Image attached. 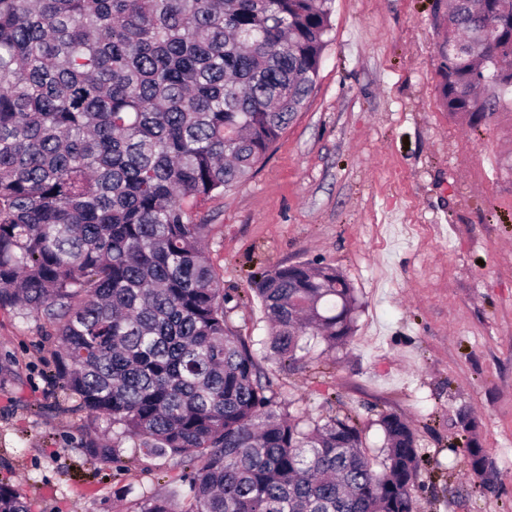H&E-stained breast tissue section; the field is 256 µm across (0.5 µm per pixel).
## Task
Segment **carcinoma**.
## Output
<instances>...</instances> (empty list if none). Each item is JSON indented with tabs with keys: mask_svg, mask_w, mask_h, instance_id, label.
I'll return each instance as SVG.
<instances>
[{
	"mask_svg": "<svg viewBox=\"0 0 512 512\" xmlns=\"http://www.w3.org/2000/svg\"><path fill=\"white\" fill-rule=\"evenodd\" d=\"M332 2L0 0V310L51 328L90 465H119L131 439L180 468L139 512H415L413 426L381 414L373 457L352 418L289 414L228 323L195 214L304 107ZM437 2L442 105L476 127L512 97L491 84L512 59V0ZM253 291L284 369L308 340L330 352L355 332L358 298L332 265H281ZM465 452L492 483L479 444ZM0 512H28L2 481Z\"/></svg>",
	"mask_w": 512,
	"mask_h": 512,
	"instance_id": "carcinoma-1",
	"label": "carcinoma"
}]
</instances>
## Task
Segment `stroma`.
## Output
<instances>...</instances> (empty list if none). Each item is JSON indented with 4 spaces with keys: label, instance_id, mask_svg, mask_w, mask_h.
Returning <instances> with one entry per match:
<instances>
[{
    "label": "stroma",
    "instance_id": "stroma-1",
    "mask_svg": "<svg viewBox=\"0 0 512 512\" xmlns=\"http://www.w3.org/2000/svg\"><path fill=\"white\" fill-rule=\"evenodd\" d=\"M434 0H334L309 99L245 181L200 208L205 255L238 304L290 413L359 417L377 452L383 411L417 428L429 463L416 512H512V104L468 128L440 96ZM321 261L362 304L328 363L280 372L253 282L280 264ZM56 342L35 317L0 310V481L29 512H133L172 490L165 459L127 452L121 475L81 453L83 422L33 410L54 401ZM476 436L497 479L478 488L464 451ZM131 486L115 501L116 485Z\"/></svg>",
    "mask_w": 512,
    "mask_h": 512
}]
</instances>
